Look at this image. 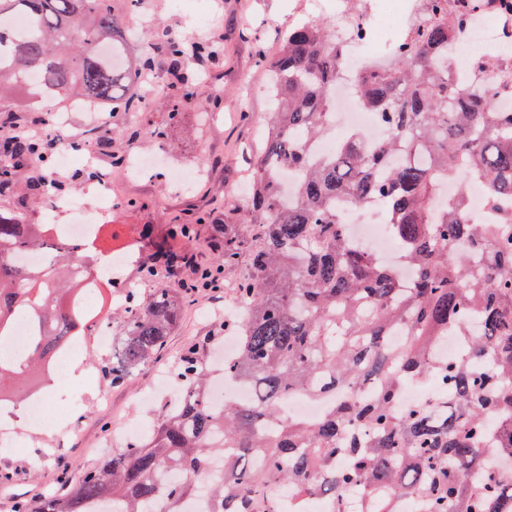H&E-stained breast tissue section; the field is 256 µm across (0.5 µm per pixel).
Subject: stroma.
<instances>
[{"instance_id": "1", "label": "stroma", "mask_w": 512, "mask_h": 512, "mask_svg": "<svg viewBox=\"0 0 512 512\" xmlns=\"http://www.w3.org/2000/svg\"><path fill=\"white\" fill-rule=\"evenodd\" d=\"M186 9L205 15L217 9L219 21L198 30L200 38L221 46L220 66L209 69L212 85L223 88L220 106L195 99L180 101L176 111L152 104L114 118L115 132L109 155L130 153L157 157L146 177L129 175L113 168L123 184V194L113 203L108 222L113 249L138 245L145 233H158L169 224H192L196 236L187 246L192 266L161 274V286L182 293V285L194 277V265L213 256L212 228L201 221L205 214L224 218L241 208L251 183L249 158L261 145L266 114L271 109L267 69L262 60L274 56L284 34L293 23L315 17L331 18L328 0H187ZM163 128V139L151 131ZM200 170L193 183L181 186L169 178L170 171ZM232 306L231 293L210 298L198 290L186 302L181 317L159 357L132 379L115 384L103 371L105 361L95 344H85L74 355L80 374L57 389L55 398L58 429H34L17 418L0 412V424H8L22 449L13 452L0 447V468L18 469L16 483L0 486V512H11L16 496L38 497L60 490L63 478H78L98 461L102 438L113 447L149 437L157 419L169 405L168 393L154 387L156 374L175 381V361L190 346H198L199 358L207 371L220 376L219 359L224 353V330L220 323ZM107 393L109 407L99 406L97 396ZM80 404L83 421H74L71 404Z\"/></svg>"}]
</instances>
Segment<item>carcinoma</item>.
I'll return each instance as SVG.
<instances>
[{
    "label": "carcinoma",
    "mask_w": 512,
    "mask_h": 512,
    "mask_svg": "<svg viewBox=\"0 0 512 512\" xmlns=\"http://www.w3.org/2000/svg\"><path fill=\"white\" fill-rule=\"evenodd\" d=\"M140 0H0V20L21 13L29 34L0 48V93L28 84L32 93L57 101L103 104L112 113L144 106L128 94L131 67L119 17ZM428 16L386 64L361 66L352 86L362 107L379 115L386 136L367 141L352 130L331 154L313 143L326 131L335 105L331 87L342 48L335 24L321 19L288 31L275 57L266 61L275 101L264 146L253 161L247 207L223 225L212 242L215 266L247 257L245 277L233 288L238 313L223 327L239 339L224 362V376L247 382L252 403L211 404L210 376L196 349L178 369L184 395L166 411L148 440L118 448L64 490L18 498L11 512H95L110 501L116 512H184L209 460L234 449L229 472L212 488L214 512H279L269 489L299 497L319 493L345 497L368 488L361 512H396L395 499L409 497L417 512H512V479L499 464L512 463V236L491 224L465 218L466 188L477 178L492 201H512V67L501 71L491 92L476 84L460 90L443 61L448 44L479 13H512V0H425ZM165 42L170 91L166 100L206 98L217 90L200 85L184 69L189 56H217L215 45L190 37ZM23 116L0 122V194L15 189L26 173L22 203L49 202L57 190L49 174L52 153L40 139L21 133ZM293 203L283 199L291 171ZM458 194L440 202L441 184ZM377 200L400 244V259L414 284L400 287L398 271L378 263L349 242L338 205ZM193 236L186 224L171 234L145 237L144 277L185 262L175 237ZM457 243L485 257L486 264H457L448 248ZM84 245L58 237L48 224H29L20 209H0V347L11 339L16 318L29 317L28 345L17 357L0 356V401L25 397L45 365L79 336L88 315L75 286L77 253ZM39 253L41 266L17 263ZM124 336L112 353V382L132 378L166 347L182 301L169 288L125 293ZM402 333L387 343L392 331ZM461 343L453 359L430 350L448 333ZM409 378L434 382L446 406L428 411L399 405ZM372 379L367 402L347 396L315 422L281 414L295 393L312 399L336 395ZM360 424L370 442L338 456L345 429Z\"/></svg>",
    "instance_id": "obj_1"
}]
</instances>
